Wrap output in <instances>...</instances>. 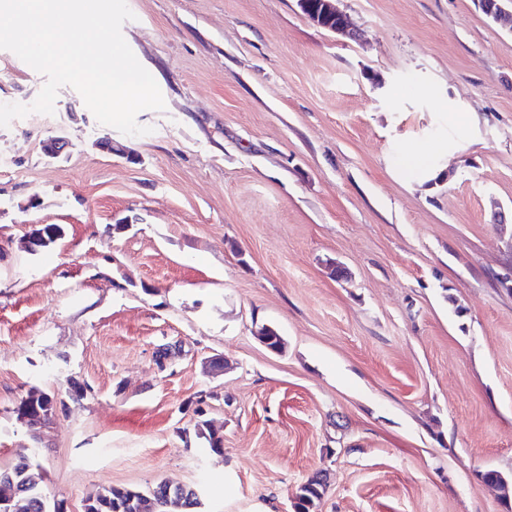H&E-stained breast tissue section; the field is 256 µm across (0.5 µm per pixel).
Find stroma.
<instances>
[{
    "instance_id": "1",
    "label": "stroma",
    "mask_w": 512,
    "mask_h": 512,
    "mask_svg": "<svg viewBox=\"0 0 512 512\" xmlns=\"http://www.w3.org/2000/svg\"><path fill=\"white\" fill-rule=\"evenodd\" d=\"M127 3L150 134L69 86L0 128V467L35 448L66 512L162 480L197 512H288L318 472L316 512H512L480 479H512V31L477 0H337L355 40L297 0ZM44 82L0 50V103ZM33 388L57 402L37 436ZM196 436L203 439L209 448L210 452L214 454L223 453L224 451V438L223 435L214 430L209 425V420L201 419L195 424Z\"/></svg>"
}]
</instances>
